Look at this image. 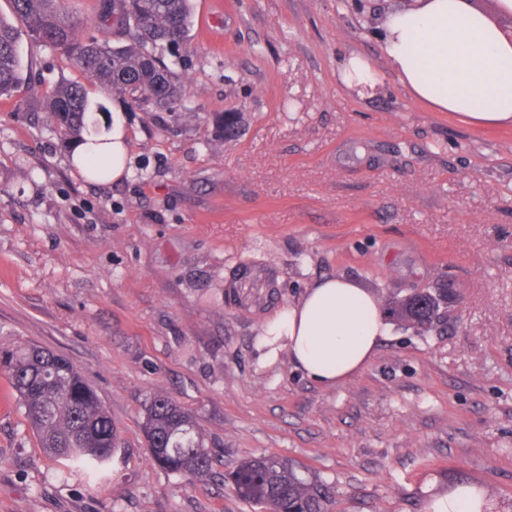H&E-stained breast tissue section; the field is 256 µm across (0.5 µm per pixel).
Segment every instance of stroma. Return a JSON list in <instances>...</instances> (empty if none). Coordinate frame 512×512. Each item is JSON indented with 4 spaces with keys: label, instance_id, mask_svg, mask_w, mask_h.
Returning <instances> with one entry per match:
<instances>
[{
    "label": "stroma",
    "instance_id": "obj_1",
    "mask_svg": "<svg viewBox=\"0 0 512 512\" xmlns=\"http://www.w3.org/2000/svg\"><path fill=\"white\" fill-rule=\"evenodd\" d=\"M386 0H194L168 110L105 96L125 170L75 169L45 92L80 79L22 41L30 84L0 97V345L61 354L120 431L110 475L39 448L0 374V512H260L231 482L151 456L143 409L164 389L232 473L295 464L330 512H427L482 487L512 512V125L482 129L414 101L375 35ZM373 91L346 87L351 56ZM323 277L380 299L449 285L446 324L392 326L331 391L267 322ZM341 81L348 87H361L372 90L378 82L372 65L360 56H352L341 71Z\"/></svg>",
    "mask_w": 512,
    "mask_h": 512
}]
</instances>
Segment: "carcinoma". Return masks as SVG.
Here are the masks:
<instances>
[{
  "mask_svg": "<svg viewBox=\"0 0 512 512\" xmlns=\"http://www.w3.org/2000/svg\"><path fill=\"white\" fill-rule=\"evenodd\" d=\"M62 0H10L12 19L0 15V96L26 81L20 48L22 35L54 48L85 76L86 82H61L46 96V109L63 143L96 145L110 131L101 116L105 105L87 85L104 94L127 95L140 106L170 107L180 89L178 74L162 53L189 40L191 0H102L99 15L76 26L60 9ZM121 31L126 42L112 45L109 34ZM91 177L112 174V154L88 152L80 158ZM448 289L415 288L387 300L385 310L399 326L432 330L444 317ZM0 373L18 394L46 455L72 469L104 466L120 447L118 429L96 394L66 359L37 347L0 346ZM142 429L154 460L172 474L215 477L205 434L194 417L162 388L144 408ZM237 493L267 512H328L329 493L275 458L244 461L233 475Z\"/></svg>",
  "mask_w": 512,
  "mask_h": 512,
  "instance_id": "1",
  "label": "carcinoma"
}]
</instances>
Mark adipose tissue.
I'll return each instance as SVG.
<instances>
[{"label":"adipose tissue","mask_w":512,"mask_h":512,"mask_svg":"<svg viewBox=\"0 0 512 512\" xmlns=\"http://www.w3.org/2000/svg\"><path fill=\"white\" fill-rule=\"evenodd\" d=\"M488 15L473 0H411L385 10L378 38L401 84L418 102L482 126L512 124V0ZM370 292L345 278L317 280L268 321L257 348L265 360L286 351L313 384L331 390L361 373L387 334ZM480 489L434 496L428 512H482Z\"/></svg>","instance_id":"1"}]
</instances>
